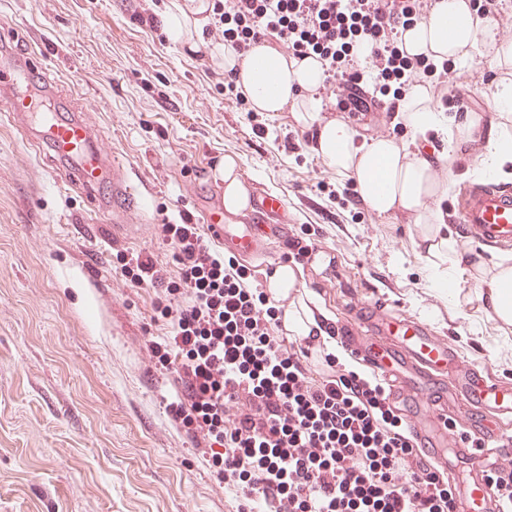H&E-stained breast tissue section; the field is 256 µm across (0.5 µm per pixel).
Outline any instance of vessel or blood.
Returning a JSON list of instances; mask_svg holds the SVG:
<instances>
[{"label":"vessel or blood","mask_w":512,"mask_h":512,"mask_svg":"<svg viewBox=\"0 0 512 512\" xmlns=\"http://www.w3.org/2000/svg\"><path fill=\"white\" fill-rule=\"evenodd\" d=\"M13 61L0 59V110L13 122L30 114L31 104L17 90ZM100 101L93 96L79 100L74 112L41 114L38 139L61 161L65 174L77 183L91 204L101 212L112 207V197H133L128 170L112 160V141L98 134L96 117ZM110 188L111 198L101 195ZM183 197L195 204L197 221L210 239L225 251L251 256L267 250L265 228L280 223L283 200L252 191L245 208L230 212L223 190L203 192L197 180L185 181ZM452 223L466 237L488 249L512 247V188L494 183L467 186L450 206ZM358 315L343 329L346 345L370 362L374 372L390 379L391 398L404 408L405 425L419 448L433 459L455 446L458 457L468 460L474 475L462 482L458 500L463 512H492L493 496L482 478L487 463L455 443L456 431L474 435L484 447L497 449L496 465L512 466V439L501 431L502 419L512 418V389L503 385L487 366L463 364L447 333L414 321L391 320L386 305L361 304ZM463 396L473 412L450 413L449 402Z\"/></svg>","instance_id":"vessel-or-blood-1"}]
</instances>
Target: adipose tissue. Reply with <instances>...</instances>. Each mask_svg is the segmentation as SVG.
<instances>
[{"mask_svg": "<svg viewBox=\"0 0 512 512\" xmlns=\"http://www.w3.org/2000/svg\"><path fill=\"white\" fill-rule=\"evenodd\" d=\"M403 46L410 56L436 63L451 59L466 65L480 56L497 69L512 73V42L499 40L495 24L479 17L469 0H436L426 17L404 31ZM220 56L252 109L280 112L289 107L298 123L313 129L315 150L322 163L336 174L352 178L372 212L384 217L401 210L410 215L421 230L432 264L463 262V255L455 252L441 228L435 208L436 202L448 195L447 182H433L430 161L409 158L406 147L394 139L366 140L345 122L323 119L322 101L312 95L324 80L320 60L288 59L264 45L253 47L244 57L229 47ZM493 106L497 121L486 137L477 171L512 177V82L497 86ZM397 109L415 135L439 128L443 120L441 109L424 84L413 85ZM480 283L497 320L502 326L512 327V260L502 259L482 275ZM268 285L292 289L293 297L285 312L288 332L299 337L308 335L316 323L308 308L312 293L300 269L280 265L269 276Z\"/></svg>", "mask_w": 512, "mask_h": 512, "instance_id": "1", "label": "adipose tissue"}]
</instances>
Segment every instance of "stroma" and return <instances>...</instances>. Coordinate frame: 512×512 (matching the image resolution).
<instances>
[{
    "label": "stroma",
    "mask_w": 512,
    "mask_h": 512,
    "mask_svg": "<svg viewBox=\"0 0 512 512\" xmlns=\"http://www.w3.org/2000/svg\"><path fill=\"white\" fill-rule=\"evenodd\" d=\"M168 2L0 0V55L48 72L70 100L98 97L99 132L144 177L116 215L94 211L51 151L0 115V512H229L232 491L167 415L172 375L149 363L147 341L167 332L157 292L126 284L112 257L117 244L172 262L159 224L193 215L183 182L209 188L227 155L239 158L246 187L287 205L269 256L243 264L279 266L287 238H308L328 259L302 263V275L334 327L350 322L355 303L381 300L395 317L446 331L464 360L512 358V330L494 320L472 270L449 268L456 296L435 288L412 217L354 206L356 184L326 172L293 112L251 111L225 89L223 64L169 39ZM143 8L156 24L139 19ZM500 77L484 59L455 74L471 91L465 106L485 113L480 132L495 121ZM424 139L456 198L479 155L451 151L440 129ZM326 279L335 282L328 293Z\"/></svg>",
    "instance_id": "1"
}]
</instances>
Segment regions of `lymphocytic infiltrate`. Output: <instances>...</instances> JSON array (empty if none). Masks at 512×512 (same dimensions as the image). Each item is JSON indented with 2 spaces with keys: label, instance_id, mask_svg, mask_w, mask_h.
Segmentation results:
<instances>
[{
  "label": "lymphocytic infiltrate",
  "instance_id": "obj_1",
  "mask_svg": "<svg viewBox=\"0 0 512 512\" xmlns=\"http://www.w3.org/2000/svg\"><path fill=\"white\" fill-rule=\"evenodd\" d=\"M428 0H214L224 42L244 55L262 43L319 58L335 109L395 111L413 83L448 75L406 54L401 35ZM371 48L376 84L363 94L354 48ZM173 263L116 251L131 286L158 291L169 331L149 344L174 372L167 403L218 483L234 488L231 512H459L456 487L407 432L383 383L342 368L317 336L290 340L285 301L260 288L253 269L215 250L191 219L160 227ZM244 413L229 414V402Z\"/></svg>",
  "mask_w": 512,
  "mask_h": 512
}]
</instances>
